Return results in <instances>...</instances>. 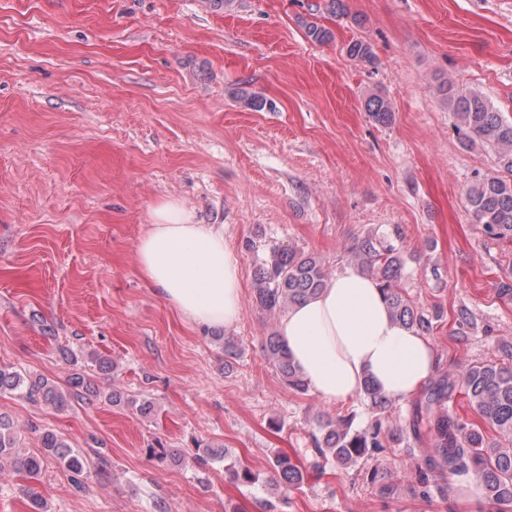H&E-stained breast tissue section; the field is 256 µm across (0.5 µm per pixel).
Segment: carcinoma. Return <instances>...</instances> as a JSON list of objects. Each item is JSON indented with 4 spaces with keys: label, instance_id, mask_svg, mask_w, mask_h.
<instances>
[{
    "label": "carcinoma",
    "instance_id": "cac0c4a2",
    "mask_svg": "<svg viewBox=\"0 0 512 512\" xmlns=\"http://www.w3.org/2000/svg\"><path fill=\"white\" fill-rule=\"evenodd\" d=\"M351 58L371 64L375 55L369 43L353 41L347 48ZM448 106L458 119L457 130L466 146L479 144L494 151L495 166L477 176L464 190L468 210L483 225L492 239L512 242V120H508L481 93L460 88L450 82L440 86ZM366 111L381 125L391 123L393 112L389 101L372 94ZM268 255L258 259L254 299L270 316L283 314L292 306L317 296L329 284V273L322 258L314 253L284 248L273 244ZM351 259L361 271L373 277L382 289L392 317L426 335L433 330V319L420 311L404 296L399 281L406 267L400 249L374 234L358 240L351 250ZM263 352L280 372L285 385L299 393L307 385L294 366L279 334L272 331L265 337ZM17 391L28 400L42 401L57 409L70 403L72 393L44 378L25 379L16 371L0 368V391ZM462 393L478 415L480 423L462 422L445 403L455 393ZM364 400L369 409L384 412L391 400L374 385L365 384ZM498 434L492 439L485 429ZM383 421L380 416L361 429L353 428V417H328L319 420L315 436L316 460L309 467L293 460L286 452L275 455L272 466L286 490L298 489L304 483L306 469L317 471L322 461L333 460L342 468L356 465L370 449L381 448ZM399 440L417 444L423 437L431 440V448L423 455L422 474L440 477L470 472L483 484L487 496L500 506L501 512H512V368L495 362H476L458 374H443L428 385L424 399L414 405L412 417L396 430ZM45 453L56 458L70 471L80 474L84 469L82 456L53 431L42 435ZM10 460L19 473L36 475L42 459L22 454L16 446L13 423L0 414V464ZM231 475L241 485L259 481L254 470L242 461L230 467Z\"/></svg>",
    "mask_w": 512,
    "mask_h": 512
}]
</instances>
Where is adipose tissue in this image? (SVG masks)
Segmentation results:
<instances>
[{
	"label": "adipose tissue",
	"mask_w": 512,
	"mask_h": 512,
	"mask_svg": "<svg viewBox=\"0 0 512 512\" xmlns=\"http://www.w3.org/2000/svg\"><path fill=\"white\" fill-rule=\"evenodd\" d=\"M136 256L144 278L197 327L239 321V261L223 225L198 223L179 200H161ZM279 334L310 390L330 403L354 398L368 381L392 401H403L436 371L431 342L395 321L376 281L353 268L289 309Z\"/></svg>",
	"instance_id": "ef3b65f1"
}]
</instances>
